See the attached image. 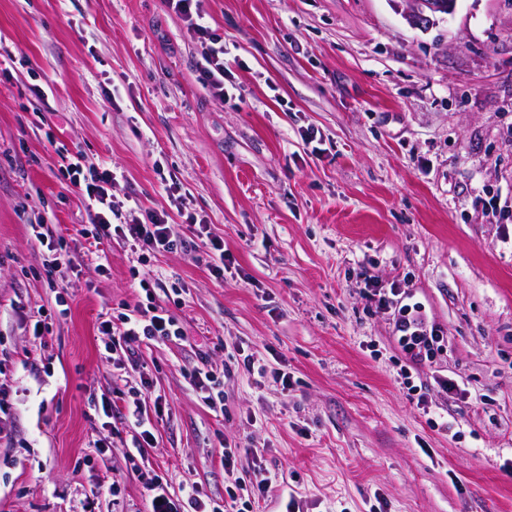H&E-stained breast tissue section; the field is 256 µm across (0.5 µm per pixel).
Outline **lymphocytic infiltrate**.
Instances as JSON below:
<instances>
[{
  "mask_svg": "<svg viewBox=\"0 0 512 512\" xmlns=\"http://www.w3.org/2000/svg\"><path fill=\"white\" fill-rule=\"evenodd\" d=\"M165 4L181 18L191 38L200 46L196 63L198 82L212 98L223 100L224 41L210 27L200 8V0H165ZM57 154L62 176L80 190L88 203L89 221L74 225L67 235L58 237L43 230L41 225H33L36 239L47 247L42 258L47 280H54L62 265L71 263L73 254L91 250L105 240L129 244L137 263L142 266L147 264L149 255L185 249L186 240L167 211L145 209L138 217H128L124 203L115 201L112 194L117 173L110 162L90 163L82 153L65 148L58 149ZM139 286L145 293L144 302L117 314L115 319L102 321L98 328L107 338L106 351L114 355L112 366L120 382L125 379L127 366L137 365L136 348L140 344L187 338L178 317L155 303V280L141 278ZM364 295L376 309L389 314L398 347L411 365L421 367L435 361L446 338L440 327L429 324L420 302L414 301L405 289L383 286L372 277L365 280ZM149 386V379L143 376L127 387L126 409L132 448L126 451L125 458L129 461L134 460L136 450L153 439L142 418L146 407L143 394ZM142 483L149 498V512H224L226 502L203 497L198 486H190L183 497L177 498L159 477H143Z\"/></svg>",
  "mask_w": 512,
  "mask_h": 512,
  "instance_id": "f902f5d3",
  "label": "lymphocytic infiltrate"
}]
</instances>
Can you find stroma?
I'll list each match as a JSON object with an SVG mask.
<instances>
[{
  "mask_svg": "<svg viewBox=\"0 0 512 512\" xmlns=\"http://www.w3.org/2000/svg\"><path fill=\"white\" fill-rule=\"evenodd\" d=\"M201 6L224 39L220 103L164 0H0L14 56L0 81V512L147 508L126 423L102 410L113 368L97 330L145 297L133 257L104 243L105 272L78 254L52 287L33 235L86 221L61 146L112 162L114 196L180 232L185 214L207 220L232 257L220 279L200 244L149 259L180 287L156 301L188 334L141 349L160 406L142 463L172 494L267 478L253 512H512V0H457L426 30L394 0ZM369 275L448 336L412 372L427 405L363 296ZM202 351L224 378L220 415L185 377ZM223 439L239 448L231 471Z\"/></svg>",
  "mask_w": 512,
  "mask_h": 512,
  "instance_id": "stroma-1",
  "label": "stroma"
}]
</instances>
